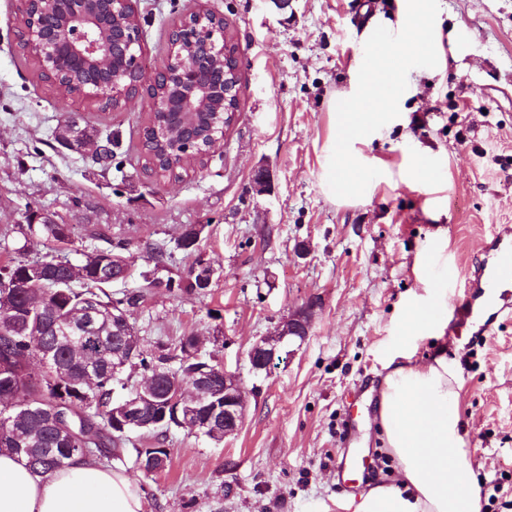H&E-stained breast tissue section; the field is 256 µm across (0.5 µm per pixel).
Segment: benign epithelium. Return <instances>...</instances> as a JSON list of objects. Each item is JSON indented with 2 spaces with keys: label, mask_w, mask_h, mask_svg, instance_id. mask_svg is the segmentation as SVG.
Returning a JSON list of instances; mask_svg holds the SVG:
<instances>
[{
  "label": "benign epithelium",
  "mask_w": 512,
  "mask_h": 512,
  "mask_svg": "<svg viewBox=\"0 0 512 512\" xmlns=\"http://www.w3.org/2000/svg\"><path fill=\"white\" fill-rule=\"evenodd\" d=\"M136 0H20L23 23L18 38L36 63L63 93L78 87L81 96L96 104L110 96L123 104L146 94L154 106L148 136L179 159L187 172L196 170L224 141V130L236 113L230 102L239 98L226 70L228 48L224 20L203 6L191 10L173 33L171 52L156 79L147 80L140 65L141 26ZM317 303L308 301L282 319L247 352L250 371L259 376L290 347L307 338ZM215 364V361H209ZM217 365V364H215ZM224 375V407L214 410L192 431L204 435H235L245 418L240 378Z\"/></svg>",
  "instance_id": "7a95c632"
}]
</instances>
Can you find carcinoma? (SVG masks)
Masks as SVG:
<instances>
[{"label": "carcinoma", "instance_id": "obj_1", "mask_svg": "<svg viewBox=\"0 0 512 512\" xmlns=\"http://www.w3.org/2000/svg\"><path fill=\"white\" fill-rule=\"evenodd\" d=\"M81 134L66 124L59 142L69 150ZM207 225L187 226L177 240L178 247L191 255L198 251ZM10 232L24 240L38 239L49 252L34 259L22 257L0 267V448L20 456L32 473L44 477L62 468L74 456L92 457L107 464L131 451L134 464L152 474L159 464H150L147 448H126L131 435L168 431L178 426L175 410L190 408L199 417L209 415L207 404H170L171 383L159 377L156 386L142 392L132 424L122 429L112 426V411L119 405L124 376L112 373V354L123 351L128 367L147 369L153 359L143 355L140 342L129 345L117 328L118 314L126 306L135 307L143 299L139 290L120 297L107 292L112 287V255L126 256L112 249L83 253L71 261L56 254V246L71 238L69 224H19ZM168 290L200 292V275L188 280L152 281ZM184 360L172 365L187 378L207 366L192 355L200 352L196 336L179 341ZM49 351L55 374L36 378L28 372L30 359Z\"/></svg>", "mask_w": 512, "mask_h": 512}]
</instances>
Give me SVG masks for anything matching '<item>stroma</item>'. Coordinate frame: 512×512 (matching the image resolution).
<instances>
[{
  "label": "stroma",
  "mask_w": 512,
  "mask_h": 512,
  "mask_svg": "<svg viewBox=\"0 0 512 512\" xmlns=\"http://www.w3.org/2000/svg\"><path fill=\"white\" fill-rule=\"evenodd\" d=\"M141 64L154 75L171 32L196 6L223 17L238 45L240 108L203 169L180 179L146 169L143 131L154 110L139 96L103 111L62 99L36 73L16 39L19 0H0V266L43 252L12 234L39 213L74 227L61 252L123 246L132 266L114 295L140 290L130 312L146 353L195 334L216 361L239 375L246 396L240 430L216 443L187 428L141 433L140 448L170 449L159 474L119 466L142 493L146 512H346L336 464L357 462L360 492L395 479L376 405L408 305L425 296L439 253L468 270L483 259L494 225L512 224V0H439L440 40L456 28L461 55L412 69L398 122L368 154L394 180L343 205L320 185L327 104L347 87L366 29L393 24L398 0H137ZM111 142L112 163L55 139L65 121ZM431 162L439 183L396 175L414 158ZM268 169V191L253 188ZM204 224L199 257L215 270L202 293L149 287L145 274L187 277L194 259L177 249L185 225ZM164 250L156 267V250ZM317 299L312 329L294 354L254 376L252 343L290 312ZM445 355L458 375L465 448L489 512L512 502V319L494 335L444 327L418 341L415 358Z\"/></svg>",
  "instance_id": "obj_1"
}]
</instances>
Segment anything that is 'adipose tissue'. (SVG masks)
I'll return each instance as SVG.
<instances>
[{"mask_svg": "<svg viewBox=\"0 0 512 512\" xmlns=\"http://www.w3.org/2000/svg\"><path fill=\"white\" fill-rule=\"evenodd\" d=\"M430 301L411 305L398 364L383 380L377 420L398 463V481L372 488L354 512H480L481 488L464 448L458 378L445 357L414 362L416 343L442 321ZM0 512H145L123 470L76 457L40 477L10 450L0 451Z\"/></svg>", "mask_w": 512, "mask_h": 512, "instance_id": "1", "label": "adipose tissue"}]
</instances>
